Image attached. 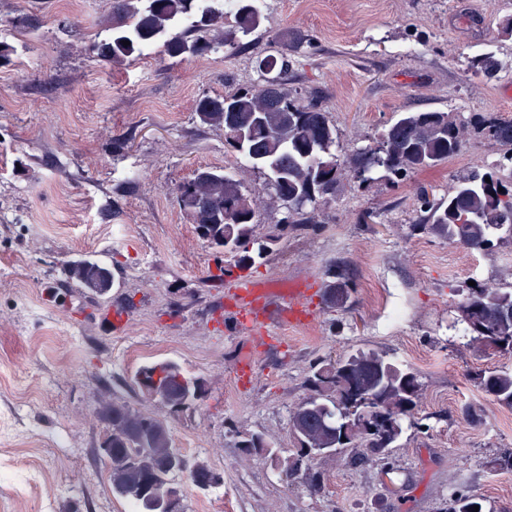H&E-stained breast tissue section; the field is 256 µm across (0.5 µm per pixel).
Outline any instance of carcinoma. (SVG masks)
I'll return each mask as SVG.
<instances>
[{"instance_id":"carcinoma-1","label":"carcinoma","mask_w":512,"mask_h":512,"mask_svg":"<svg viewBox=\"0 0 512 512\" xmlns=\"http://www.w3.org/2000/svg\"><path fill=\"white\" fill-rule=\"evenodd\" d=\"M234 15V25L224 29V9ZM260 24L257 0H118L108 21V34L94 46L95 59L121 64L140 57L160 44L172 57H203L219 47L235 49L242 37ZM129 45H123V42ZM298 44L291 38L277 54L258 59L264 77L259 87H240L226 96H204L196 105L202 123L231 128L235 140L226 144L262 172L272 202L287 210L290 224L313 221L307 207L317 208L336 198L344 181L353 176L363 182L382 168L397 179L431 170L457 155L468 135L488 138L507 148L512 161V119L478 115L462 122L451 112L410 110L402 112L367 146L341 158L332 152L336 127L318 101L301 102L283 84L290 56ZM472 72L486 82L503 69L496 53L482 52L470 60ZM490 181H485V178ZM424 218L418 228L479 251L491 237L512 238V168L497 165L488 171L473 170L457 180L448 197L432 198L420 190ZM178 203L202 238L225 247L235 266L254 267L247 255L266 253L277 241L253 238L259 222L254 197L235 175L222 170H202L179 185ZM107 269L101 261L80 258L67 269L79 288H93L94 273ZM458 323L463 336L483 350L492 347L512 354V287L470 288L458 304ZM164 373L165 393L174 394L192 383L174 363L145 366L138 379ZM479 384L495 400L512 408V369L492 371ZM313 394L291 411V431L300 449L349 448L361 444L377 454L393 447L421 396L422 384L407 366L394 363L378 352H358L316 369L310 379ZM360 400L381 421L376 431L346 428L349 404ZM99 419L112 425V493L144 512L143 497L157 499L177 491L167 465L176 449L163 421L116 403L97 410ZM486 512L484 501L466 494L449 499L445 512Z\"/></svg>"}]
</instances>
